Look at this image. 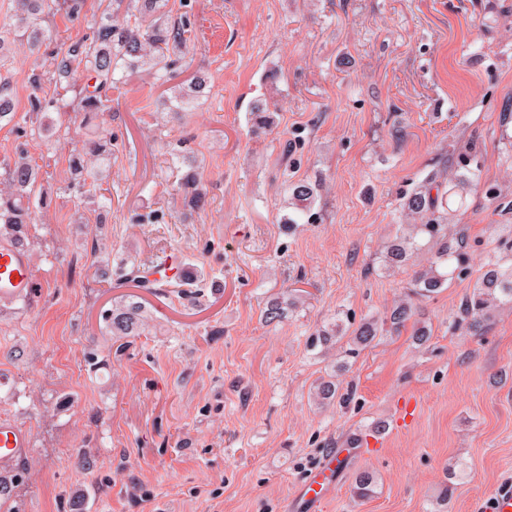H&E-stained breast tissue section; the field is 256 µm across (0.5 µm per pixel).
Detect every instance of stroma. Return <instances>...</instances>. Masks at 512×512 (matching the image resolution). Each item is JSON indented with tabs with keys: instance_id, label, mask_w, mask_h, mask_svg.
Returning a JSON list of instances; mask_svg holds the SVG:
<instances>
[{
	"instance_id": "stroma-1",
	"label": "stroma",
	"mask_w": 512,
	"mask_h": 512,
	"mask_svg": "<svg viewBox=\"0 0 512 512\" xmlns=\"http://www.w3.org/2000/svg\"><path fill=\"white\" fill-rule=\"evenodd\" d=\"M112 0L47 15L58 39L91 37ZM188 41L167 79L137 70L103 92L91 127L49 109L58 138L27 110L33 59L0 68L16 100L0 123V171L42 169L46 206L25 239L33 296L0 305V420L29 446L13 463L12 512H295L294 495L330 453L362 443L321 512H482L512 483V304L481 334L461 306L490 255L512 259V0H169ZM202 75L192 111L176 86ZM275 107L255 129L253 104ZM112 141L95 191L71 181L88 129ZM479 179L448 198V238L465 262L442 292L414 294L416 270L385 272L407 195L461 165ZM206 199L189 210L182 184ZM319 187L284 227L288 185ZM181 258L182 282L141 286L133 269ZM298 288L268 324L270 296ZM145 301L148 335L113 340L100 317ZM412 305L430 325L378 337L357 356L311 351L337 313L353 321ZM100 364L90 367L89 349ZM347 362L348 402L317 404L316 383ZM413 405L405 416V405ZM373 473L370 496L354 492Z\"/></svg>"
}]
</instances>
